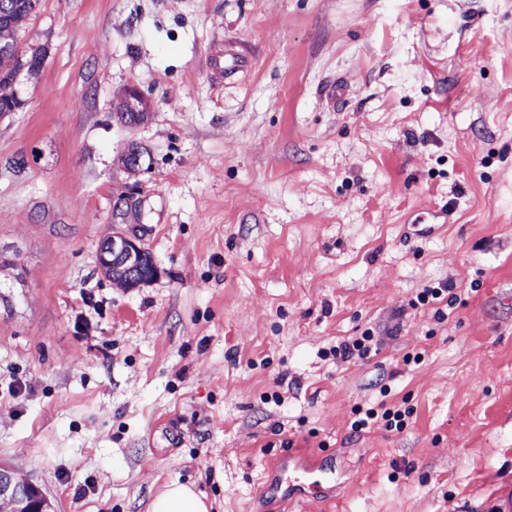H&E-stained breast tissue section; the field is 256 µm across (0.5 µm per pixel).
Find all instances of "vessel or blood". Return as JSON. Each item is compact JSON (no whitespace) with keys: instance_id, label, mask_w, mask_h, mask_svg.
<instances>
[{"instance_id":"vessel-or-blood-1","label":"vessel or blood","mask_w":512,"mask_h":512,"mask_svg":"<svg viewBox=\"0 0 512 512\" xmlns=\"http://www.w3.org/2000/svg\"><path fill=\"white\" fill-rule=\"evenodd\" d=\"M290 454H283L273 464V477L265 486L266 493L280 496L281 500L322 497L327 485L335 479V469L310 462L291 465Z\"/></svg>"}]
</instances>
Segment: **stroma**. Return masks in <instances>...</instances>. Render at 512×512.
<instances>
[{
  "label": "stroma",
  "mask_w": 512,
  "mask_h": 512,
  "mask_svg": "<svg viewBox=\"0 0 512 512\" xmlns=\"http://www.w3.org/2000/svg\"><path fill=\"white\" fill-rule=\"evenodd\" d=\"M18 45L46 57L0 114V467L48 512L172 481L265 512L291 450L336 485L284 512H512V0H40ZM126 193L137 288L98 262ZM382 399L404 428L355 431ZM126 108L124 118L121 124L132 127L141 124L146 118L144 106L147 105V99L143 92L137 86H130L126 93ZM371 341L372 336H370V333L364 332L360 338L354 339L351 344H340L333 350V353L336 357H340L343 360L352 357L355 352H357L359 356H366L371 351Z\"/></svg>",
  "instance_id": "1"
}]
</instances>
